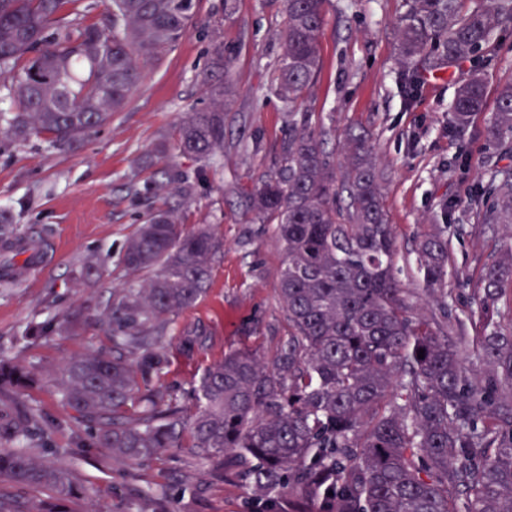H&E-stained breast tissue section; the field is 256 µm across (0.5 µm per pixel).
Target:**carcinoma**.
Segmentation results:
<instances>
[{"instance_id":"obj_1","label":"carcinoma","mask_w":512,"mask_h":512,"mask_svg":"<svg viewBox=\"0 0 512 512\" xmlns=\"http://www.w3.org/2000/svg\"><path fill=\"white\" fill-rule=\"evenodd\" d=\"M282 51L271 90L293 109L321 71L325 0H281ZM80 0H0V133L74 151L107 126L137 87L142 67L170 52L195 25L194 0H109L98 23ZM397 23L407 68L442 73L461 63L451 121L460 128L484 106V63L496 29L512 23V0H406ZM224 42L212 39L206 106L186 114L174 149L193 171L163 167L145 182L153 195L191 202L224 155V109L236 91ZM487 136L499 159L475 201L477 223L512 224V81L497 92ZM309 123L292 124L254 185L234 187L253 224H271L283 253L278 293L288 336L266 363L231 349L209 365L187 414L161 385L168 345L190 359L211 332L179 326L207 293L224 243L210 224L187 230L178 208L150 210L127 241L122 287L92 314L57 315L39 336L93 321L108 345L71 358L53 388L86 427L84 446L143 465L186 449L215 478L251 492L252 512H512V322L489 309L512 288V244L483 265L482 296L469 327L448 315V206L417 234L414 252L430 316L400 287L397 238L388 223L368 135L349 130L338 148ZM508 163H502V160ZM424 350V358L417 356ZM473 351L482 364L466 365ZM39 368L0 360V482L44 490L27 512H66L89 494L50 459L38 410L18 405ZM333 495H328V492Z\"/></svg>"}]
</instances>
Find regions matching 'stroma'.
I'll return each instance as SVG.
<instances>
[{
  "label": "stroma",
  "instance_id": "obj_1",
  "mask_svg": "<svg viewBox=\"0 0 512 512\" xmlns=\"http://www.w3.org/2000/svg\"><path fill=\"white\" fill-rule=\"evenodd\" d=\"M221 5L222 0H196L195 26L164 58L144 66L125 107L82 148L60 152L34 138L19 142L0 135V220L11 224L16 236L35 233L56 245L43 267L0 286V358L37 365L48 376L65 359L105 344L92 324L37 341L27 339L25 330L74 308H97L120 281L116 257L147 211L161 203L144 193L148 175L140 167L160 139L173 138L187 112L206 103L204 77L217 19L223 22L224 54L238 97L224 120V157L180 215L188 226L215 225L224 238V255L213 268L206 297L180 316L181 324L209 327L208 347L190 359L177 345L168 348L162 383L177 402L194 406L193 385L228 349L247 345L269 357L287 333L277 295L283 255L269 229L247 223L227 188L252 185L292 119L311 118L338 136L353 125L370 131L385 176L383 204L398 237L402 286L424 313L430 307L421 295L412 239L431 223L439 202L447 201L448 303L465 319L483 263L512 234L507 224L491 229L478 224L470 206L482 190L487 165L496 159L487 128L499 84L512 80V23L492 40L483 111L466 128L454 129L450 105L457 85L470 78V66L462 64L448 76L424 75L415 95L407 96L393 30L404 0H327L322 68L310 98L293 112L269 90L281 53L284 17L278 0H239L227 20ZM92 254L112 255L107 273L95 282L76 283L75 272ZM24 402L52 422L48 438L57 460L89 490L88 497L71 503L72 512H94L100 504L112 512H155L148 494L152 482L170 485L179 512H247L248 491L213 480L209 467L187 450L166 452L144 467L123 466L74 447L71 437L79 424L54 393L35 388Z\"/></svg>",
  "mask_w": 512,
  "mask_h": 512
}]
</instances>
